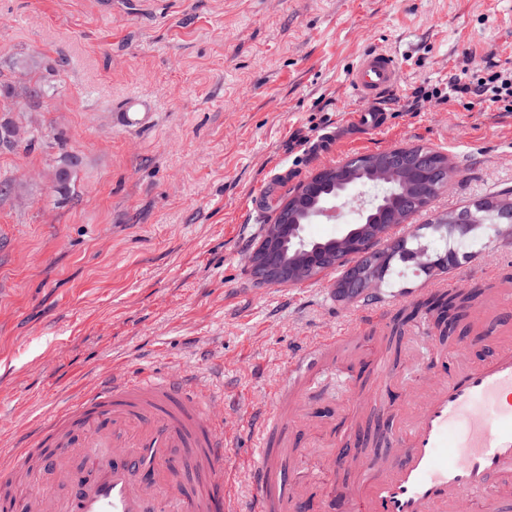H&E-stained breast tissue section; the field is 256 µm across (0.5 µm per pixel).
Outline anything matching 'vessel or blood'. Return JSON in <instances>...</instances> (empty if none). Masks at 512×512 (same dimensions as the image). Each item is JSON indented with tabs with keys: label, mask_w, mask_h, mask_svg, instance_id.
I'll list each match as a JSON object with an SVG mask.
<instances>
[{
	"label": "vessel or blood",
	"mask_w": 512,
	"mask_h": 512,
	"mask_svg": "<svg viewBox=\"0 0 512 512\" xmlns=\"http://www.w3.org/2000/svg\"><path fill=\"white\" fill-rule=\"evenodd\" d=\"M398 64L365 53L351 72L355 96L392 90ZM346 333L298 350L257 430L248 512H303L288 472V427ZM224 399L183 373L129 376L110 369L0 455V512H44L32 490L44 480L66 493L57 512H227ZM386 456H342L325 473L316 512H512V343L480 364L455 361L391 436ZM355 484H345L344 474Z\"/></svg>",
	"instance_id": "vessel-or-blood-1"
}]
</instances>
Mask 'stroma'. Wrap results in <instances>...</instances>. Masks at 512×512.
<instances>
[{
  "label": "stroma",
  "mask_w": 512,
  "mask_h": 512,
  "mask_svg": "<svg viewBox=\"0 0 512 512\" xmlns=\"http://www.w3.org/2000/svg\"><path fill=\"white\" fill-rule=\"evenodd\" d=\"M398 62L386 123L354 120L367 101L349 85L360 56ZM512 69V0H0V123L37 147L0 146V445L95 382L105 368L184 371L224 396V444L239 512L254 495V424L293 353L337 333L360 302L327 274L293 286L254 283L247 257L265 214L254 197L283 200L319 169L350 157L424 146L447 155L452 186L429 216L512 190V112L454 96L459 76ZM47 85L32 100L24 89ZM143 101L142 127L121 121ZM78 156L71 193L52 172ZM512 267V240L495 239L450 271L459 286ZM433 280L403 269L384 289L382 321L336 354L304 412L308 427L382 444L399 387L380 383L425 357L420 320L396 350L378 340L394 312ZM386 405L372 407L375 394Z\"/></svg>",
  "instance_id": "35a3bbf8"
}]
</instances>
